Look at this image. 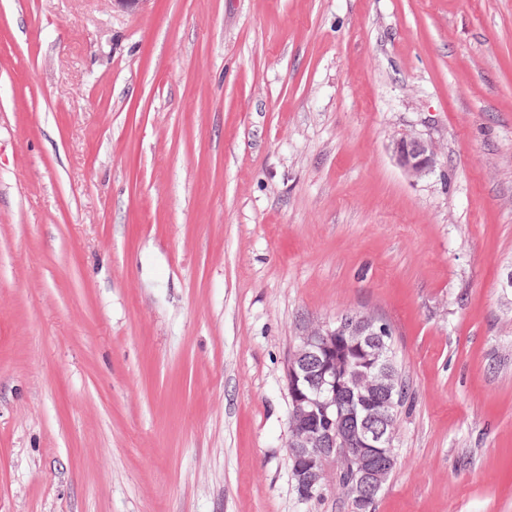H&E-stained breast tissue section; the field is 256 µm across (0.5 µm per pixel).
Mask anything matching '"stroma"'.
Here are the masks:
<instances>
[{
  "label": "stroma",
  "instance_id": "35a3bbf8",
  "mask_svg": "<svg viewBox=\"0 0 512 512\" xmlns=\"http://www.w3.org/2000/svg\"><path fill=\"white\" fill-rule=\"evenodd\" d=\"M354 309L372 512H512V0H0V512H352L286 359ZM392 152L396 164L410 178L429 174L436 163L435 144L419 136L402 135L393 142ZM384 336H391L389 325L359 310L303 326L286 373L289 456L301 500L322 494L334 466L338 475L351 471L346 491V473L337 485L353 511L368 512L378 494L373 496L391 479L396 457L390 424L406 396ZM351 351L361 356L365 371L350 368ZM336 448H344V454H336Z\"/></svg>",
  "mask_w": 512,
  "mask_h": 512
}]
</instances>
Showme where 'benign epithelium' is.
I'll list each match as a JSON object with an SVG mask.
<instances>
[{
  "mask_svg": "<svg viewBox=\"0 0 512 512\" xmlns=\"http://www.w3.org/2000/svg\"><path fill=\"white\" fill-rule=\"evenodd\" d=\"M399 168L418 179L436 163L435 144L406 134L393 142ZM389 325L370 312L349 310L331 322H308L287 364L289 456L298 497L322 494L328 469L351 472L345 495L354 512H369L373 496L396 468L390 424L405 400L385 351ZM361 356L353 370L348 355Z\"/></svg>",
  "mask_w": 512,
  "mask_h": 512,
  "instance_id": "7a95c632",
  "label": "benign epithelium"
}]
</instances>
